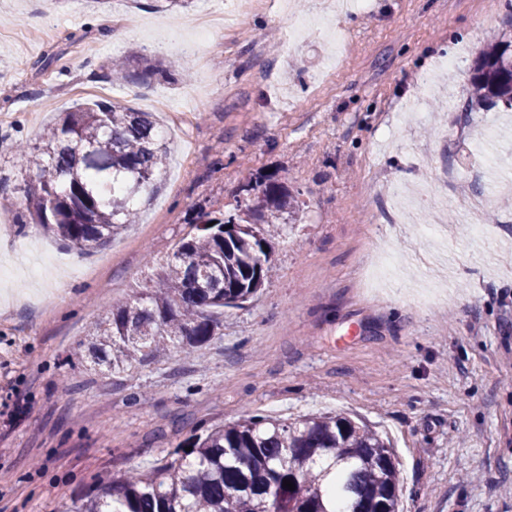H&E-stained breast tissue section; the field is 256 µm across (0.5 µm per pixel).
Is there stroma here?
I'll list each match as a JSON object with an SVG mask.
<instances>
[{"label": "stroma", "instance_id": "35a3bbf8", "mask_svg": "<svg viewBox=\"0 0 512 512\" xmlns=\"http://www.w3.org/2000/svg\"><path fill=\"white\" fill-rule=\"evenodd\" d=\"M225 6L0 0V264L24 242L53 257L0 291V512H60L91 475L149 468L249 413L333 412L388 439L400 512H512V196L495 195L493 162L512 151V111L460 109L476 56L512 27V0H366L333 17L339 45L317 30L285 39L318 0H265L230 27ZM137 51L164 74L113 80V58ZM450 55L457 68L436 77ZM93 100L153 113L171 152L136 223L83 254L19 223L29 177L14 144L38 145ZM268 173L299 209L264 227L275 272L259 292L225 308L190 358L93 367L105 309ZM424 185L448 193L436 262V242L405 220ZM476 201L489 235L455 219Z\"/></svg>", "mask_w": 512, "mask_h": 512}]
</instances>
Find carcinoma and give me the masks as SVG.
Instances as JSON below:
<instances>
[{
    "label": "carcinoma",
    "mask_w": 512,
    "mask_h": 512,
    "mask_svg": "<svg viewBox=\"0 0 512 512\" xmlns=\"http://www.w3.org/2000/svg\"><path fill=\"white\" fill-rule=\"evenodd\" d=\"M471 85L467 110L512 108V31L481 52ZM168 153L147 112L98 102L62 113L41 145H17L33 177L31 223L82 253L105 246L134 223L132 201L154 188ZM260 185L261 196L245 204L250 221L203 215L160 266L162 287L109 306L92 331L94 364L125 372L173 345L194 348L219 335L224 308L249 300L269 278L258 225L296 208L276 176ZM401 494L390 444L367 425L342 413L293 421L250 414L194 434L146 471L96 477L62 512H336L338 500L347 512H398Z\"/></svg>",
    "instance_id": "1"
}]
</instances>
